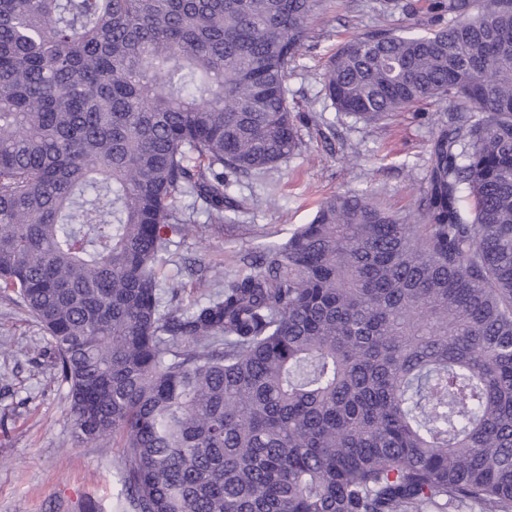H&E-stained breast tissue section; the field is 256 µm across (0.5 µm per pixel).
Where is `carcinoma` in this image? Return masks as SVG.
<instances>
[{"instance_id":"obj_1","label":"carcinoma","mask_w":512,"mask_h":512,"mask_svg":"<svg viewBox=\"0 0 512 512\" xmlns=\"http://www.w3.org/2000/svg\"><path fill=\"white\" fill-rule=\"evenodd\" d=\"M324 0H0V291L46 330L125 512H512V0L333 56L367 123L452 104L417 223L323 199L249 274L160 309L192 196L298 151Z\"/></svg>"}]
</instances>
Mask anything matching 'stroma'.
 Instances as JSON below:
<instances>
[{
	"label": "stroma",
	"instance_id": "stroma-1",
	"mask_svg": "<svg viewBox=\"0 0 512 512\" xmlns=\"http://www.w3.org/2000/svg\"><path fill=\"white\" fill-rule=\"evenodd\" d=\"M431 0H327L288 81V100L305 115L302 147L277 167L234 178L231 197L245 200L211 223L192 198L180 202L192 228L172 235L162 268L179 288V305L192 308L211 284L188 265L231 278L250 271L249 259L284 243L309 223L330 195L364 193L401 217H416L428 175V144L448 116L432 99L388 118L364 123L336 111L325 94L331 55L371 30L423 32L446 25ZM42 327L0 294V512H123L121 449L101 455L74 440L68 404Z\"/></svg>",
	"mask_w": 512,
	"mask_h": 512
}]
</instances>
